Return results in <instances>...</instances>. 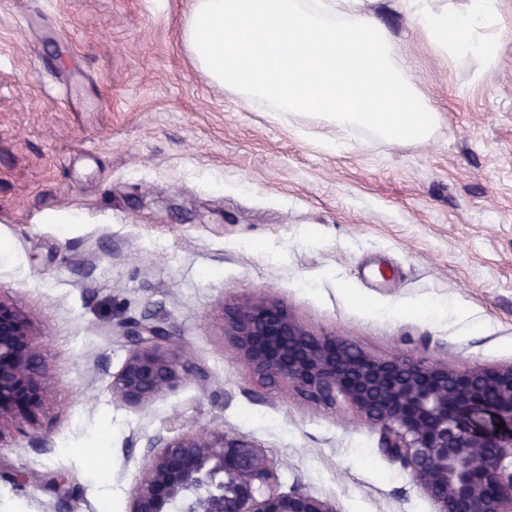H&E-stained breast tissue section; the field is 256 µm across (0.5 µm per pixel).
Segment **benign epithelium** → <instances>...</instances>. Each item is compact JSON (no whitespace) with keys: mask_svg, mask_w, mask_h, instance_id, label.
<instances>
[{"mask_svg":"<svg viewBox=\"0 0 512 512\" xmlns=\"http://www.w3.org/2000/svg\"><path fill=\"white\" fill-rule=\"evenodd\" d=\"M224 335L252 376L286 382L307 399H341L381 432V447L410 470L435 512H512V433L479 435L463 411L490 406L512 421V364L456 370L424 357L372 356L334 335H314L270 302L224 307ZM130 348L112 383L131 405L185 380L160 324L124 322ZM52 391L30 319L0 298V427L32 415ZM337 512L329 499L277 486L272 458L222 431L187 432L152 442L130 512Z\"/></svg>","mask_w":512,"mask_h":512,"instance_id":"obj_1","label":"benign epithelium"}]
</instances>
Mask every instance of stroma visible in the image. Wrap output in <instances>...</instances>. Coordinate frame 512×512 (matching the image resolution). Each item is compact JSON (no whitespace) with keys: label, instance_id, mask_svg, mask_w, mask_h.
I'll return each instance as SVG.
<instances>
[{"label":"stroma","instance_id":"obj_1","mask_svg":"<svg viewBox=\"0 0 512 512\" xmlns=\"http://www.w3.org/2000/svg\"><path fill=\"white\" fill-rule=\"evenodd\" d=\"M190 2L0 0V298L54 382L0 427V512H129L151 440L200 429L255 442L280 490L338 512H434L347 403L254 379L223 308L273 302L376 357L512 364V0L486 72L368 0L439 124L333 152L326 126L250 111L194 67ZM130 320L189 354L186 383L144 406L112 396Z\"/></svg>","mask_w":512,"mask_h":512}]
</instances>
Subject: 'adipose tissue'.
<instances>
[{
	"mask_svg": "<svg viewBox=\"0 0 512 512\" xmlns=\"http://www.w3.org/2000/svg\"><path fill=\"white\" fill-rule=\"evenodd\" d=\"M445 61L500 58L499 0H400ZM192 63L258 112L307 114L336 129L324 150L367 132L394 142L428 140L435 109L408 81L400 49L366 0H192L181 30Z\"/></svg>",
	"mask_w": 512,
	"mask_h": 512,
	"instance_id": "obj_1",
	"label": "adipose tissue"
}]
</instances>
